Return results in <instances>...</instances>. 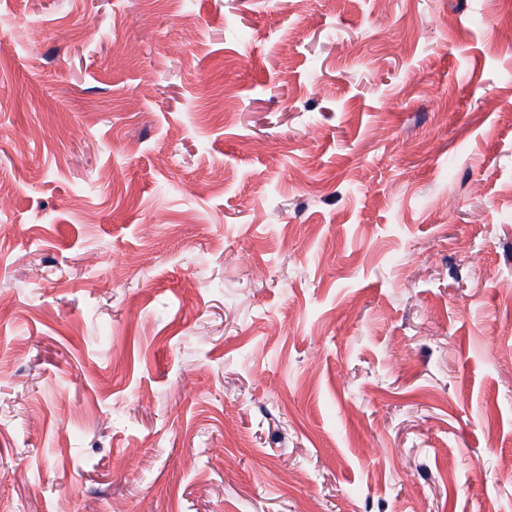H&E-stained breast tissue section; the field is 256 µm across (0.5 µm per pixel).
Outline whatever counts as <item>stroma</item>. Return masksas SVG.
<instances>
[{"label":"stroma","mask_w":512,"mask_h":512,"mask_svg":"<svg viewBox=\"0 0 512 512\" xmlns=\"http://www.w3.org/2000/svg\"><path fill=\"white\" fill-rule=\"evenodd\" d=\"M506 0H0V512H512Z\"/></svg>","instance_id":"stroma-1"}]
</instances>
